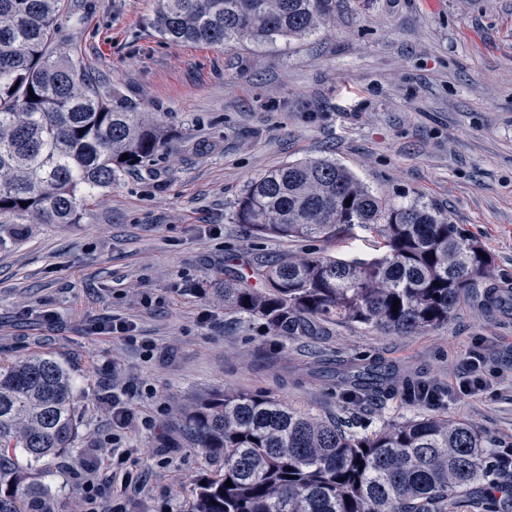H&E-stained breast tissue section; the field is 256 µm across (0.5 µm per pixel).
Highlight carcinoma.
I'll use <instances>...</instances> for the list:
<instances>
[{
	"instance_id": "1",
	"label": "carcinoma",
	"mask_w": 512,
	"mask_h": 512,
	"mask_svg": "<svg viewBox=\"0 0 512 512\" xmlns=\"http://www.w3.org/2000/svg\"><path fill=\"white\" fill-rule=\"evenodd\" d=\"M335 13L336 0H158L155 27L171 41L229 47L301 38ZM61 14V0H0V224L17 225V234L20 224L79 223L99 190L165 144L132 101L53 51ZM233 216L253 233L287 239L350 237L357 226L383 235L385 252L371 259L271 260L254 272L260 288L224 271V310L278 336H314L336 322L428 332L490 278L482 243L443 211L381 198L329 159L262 176ZM336 383L354 402L439 398L376 364H346ZM78 415L71 374L54 357L0 365V512H55L41 463L74 447ZM178 433L216 466L191 512H512V456L445 414L368 436L271 395L224 392L186 407Z\"/></svg>"
}]
</instances>
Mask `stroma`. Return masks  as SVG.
<instances>
[{"label": "stroma", "mask_w": 512, "mask_h": 512, "mask_svg": "<svg viewBox=\"0 0 512 512\" xmlns=\"http://www.w3.org/2000/svg\"><path fill=\"white\" fill-rule=\"evenodd\" d=\"M55 44L136 101L170 136L156 159L99 191L78 224H29L0 236V360L50 354L79 402L74 449L42 472L58 512H81L70 467L108 455L117 393L136 419L132 512H188L213 470L167 448L180 411L227 390L265 392L358 431L425 414L400 397L343 399L331 379L347 361H380L438 388L445 413L512 448V0H336L316 33L224 49L155 30V0H63ZM331 158L372 193L447 213L493 258L492 277L448 325L397 335L339 322L321 336H277L224 311V268L244 275L277 257L383 254L376 231L307 242L251 234L233 221L254 180ZM41 310L54 325L37 322ZM137 342L92 334L101 321ZM152 352H145V344ZM479 354V383L460 382Z\"/></svg>", "instance_id": "obj_1"}]
</instances>
